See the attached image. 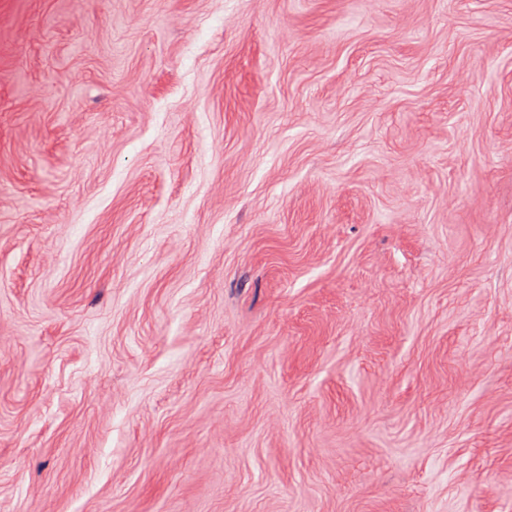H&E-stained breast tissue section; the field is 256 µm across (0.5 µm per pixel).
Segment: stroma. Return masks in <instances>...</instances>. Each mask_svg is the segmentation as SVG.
<instances>
[{
	"mask_svg": "<svg viewBox=\"0 0 512 512\" xmlns=\"http://www.w3.org/2000/svg\"><path fill=\"white\" fill-rule=\"evenodd\" d=\"M0 512H512V0H0Z\"/></svg>",
	"mask_w": 512,
	"mask_h": 512,
	"instance_id": "1",
	"label": "stroma"
}]
</instances>
